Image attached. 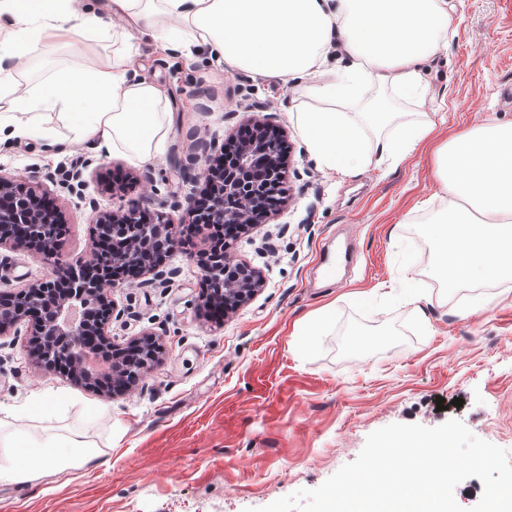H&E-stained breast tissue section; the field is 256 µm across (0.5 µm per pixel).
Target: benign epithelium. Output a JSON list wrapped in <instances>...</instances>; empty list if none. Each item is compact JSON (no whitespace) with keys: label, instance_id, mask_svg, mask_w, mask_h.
<instances>
[{"label":"benign epithelium","instance_id":"7a95c632","mask_svg":"<svg viewBox=\"0 0 512 512\" xmlns=\"http://www.w3.org/2000/svg\"><path fill=\"white\" fill-rule=\"evenodd\" d=\"M249 133L238 145L234 161L206 169V177L221 182V190L191 206V223L200 227L222 224L230 237L224 252H203L197 259L208 284L209 307L224 315L239 309L266 285L264 274L237 259L232 245L236 228L262 224L278 213L288 172L283 134L272 125L254 119L244 128ZM14 181L0 175V246L35 250L52 259L57 255L55 228L63 223L58 206L47 193L34 188L24 194L13 191ZM95 223L112 227V237H95L94 246L81 265L55 261L48 275L23 290L0 292V334L22 321L34 323L35 337L27 352L40 370L55 369L82 386L97 391L109 388L132 392L150 371L156 354H150L139 370L125 359L126 348L112 342L110 326L119 317L112 298L116 280L112 269L132 275L163 276L160 266L180 245L173 220L160 214L149 218L134 210L122 214L102 212ZM155 236L168 239V249L154 257L149 243Z\"/></svg>","mask_w":512,"mask_h":512}]
</instances>
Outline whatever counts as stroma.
I'll list each match as a JSON object with an SVG mask.
<instances>
[{"mask_svg":"<svg viewBox=\"0 0 512 512\" xmlns=\"http://www.w3.org/2000/svg\"><path fill=\"white\" fill-rule=\"evenodd\" d=\"M448 50L426 66L423 101L373 86L346 103L351 113L388 103L391 121L364 125L366 144L399 125L444 116L442 137L489 117L512 120L501 98L512 85V0H451ZM132 49L139 73L162 84L170 126L162 152L135 165L121 153L70 142L53 154L34 140L0 147V174L42 182L64 215L59 256L83 261L94 236L87 198L100 209L169 213L172 200L199 197L203 176L181 166L194 139L223 145L250 118L285 134L294 171L274 220L242 234L239 259L267 284L221 322L210 320L196 255L185 238L165 279L118 282L123 309L116 343L159 335L158 365L128 395L108 397L26 358L30 327L0 335V432L50 431L93 444L84 466L33 482L0 483V512H245L313 489L353 461L367 436L393 423L436 427L461 420L477 437L512 453V290L444 287L433 270L423 221L447 204L430 150L395 167L368 164L343 175L311 156L293 118L296 85L229 71L209 47ZM101 46L73 39L44 48L45 65L97 63ZM78 169L79 192L45 181ZM50 271L42 254L0 248V291L17 292ZM416 301H409L408 293ZM494 306L479 309L484 298ZM333 305L328 327L299 335L302 322ZM462 406H453V399ZM448 407L437 410V400ZM51 408L44 417L40 405Z\"/></svg>","mask_w":512,"mask_h":512,"instance_id":"1","label":"stroma"}]
</instances>
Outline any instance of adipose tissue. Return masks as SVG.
Wrapping results in <instances>:
<instances>
[{"label":"adipose tissue","instance_id":"1","mask_svg":"<svg viewBox=\"0 0 512 512\" xmlns=\"http://www.w3.org/2000/svg\"><path fill=\"white\" fill-rule=\"evenodd\" d=\"M111 18L84 11L80 0H0V142L59 135L45 117L60 110L73 141L151 162L166 131L165 91L131 75L127 47L135 35L163 51L205 45L228 70L281 83L304 80L314 104L295 120L326 168L348 172L372 160L398 164L431 148L447 208L425 238L445 284L512 282V123L484 125L435 142L436 122L398 128L366 149L359 118L342 109L371 85L420 99L421 65L448 47V0H109ZM108 48L95 67L57 66L34 84L18 72L39 66L49 42L74 37ZM346 65L328 68L332 44ZM124 45L121 54L113 45ZM93 455L82 439L0 435V482L32 481L83 466Z\"/></svg>","mask_w":512,"mask_h":512}]
</instances>
